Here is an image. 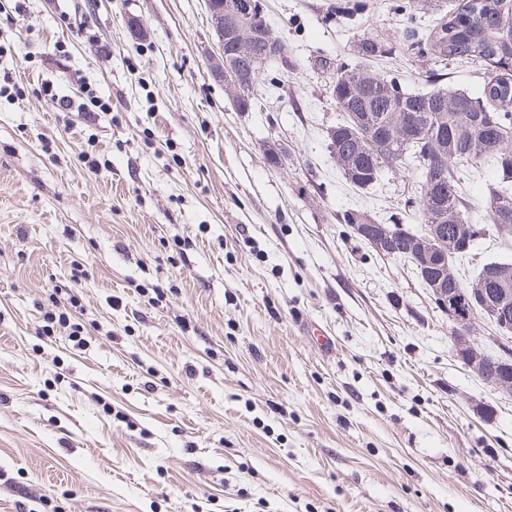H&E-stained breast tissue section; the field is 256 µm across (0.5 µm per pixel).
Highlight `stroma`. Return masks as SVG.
Returning a JSON list of instances; mask_svg holds the SVG:
<instances>
[{"label": "stroma", "mask_w": 512, "mask_h": 512, "mask_svg": "<svg viewBox=\"0 0 512 512\" xmlns=\"http://www.w3.org/2000/svg\"><path fill=\"white\" fill-rule=\"evenodd\" d=\"M24 2L0 0V512H512V397L342 223L422 229L412 167L337 169L322 69L481 96L485 62L407 48L462 0H264L288 63L247 112L205 0ZM73 295L80 347L42 331Z\"/></svg>", "instance_id": "obj_1"}]
</instances>
